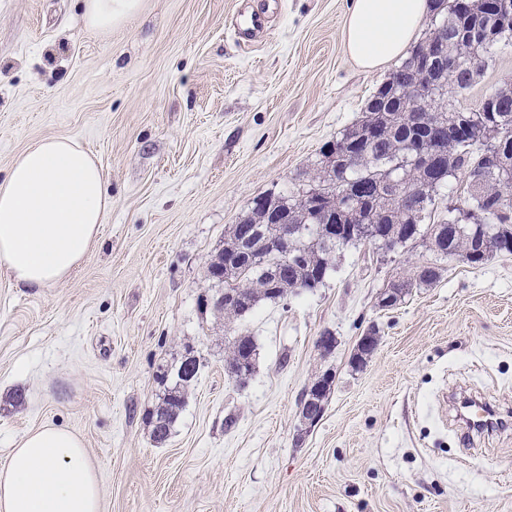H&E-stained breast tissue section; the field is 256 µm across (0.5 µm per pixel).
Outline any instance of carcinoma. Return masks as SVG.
<instances>
[{"label":"carcinoma","instance_id":"1","mask_svg":"<svg viewBox=\"0 0 512 512\" xmlns=\"http://www.w3.org/2000/svg\"><path fill=\"white\" fill-rule=\"evenodd\" d=\"M436 8L429 20V31L425 37L442 32L448 41V54L457 55L459 50H469V46L458 48L452 41L453 33H466L483 23L485 16L483 0H434ZM496 43L488 44L477 51L473 62L450 74V81L468 90L474 86L485 70V62ZM420 45L416 44L410 56L391 73L382 89L375 96L382 99L376 108L364 106V116L359 124L345 130L340 139H356L366 130L375 134L368 140L360 141L359 151L363 157L347 173L354 181L362 196L370 199L371 209L376 213L373 222L375 235L398 237L402 247L422 242L429 250L441 257L448 251L460 255H476L471 264H482L490 254L501 252L512 246V209L501 210L500 198L512 187L504 184L498 173L490 171L487 152L495 145H512V89L493 92L498 99L497 112L493 117L483 116L482 105L470 110L475 117L483 119L491 127L487 141L475 145H459L448 140L447 158L444 168L415 167L410 162L411 147L422 138L419 130L409 125L406 109L410 104L401 99L390 100L391 87L406 88L414 85L419 70L415 67V57ZM428 111L432 122L440 127L456 123V106L447 103L448 111L438 112L434 97L428 95L419 101ZM329 146H324L320 167L307 179L306 187L298 193L280 195L281 212L285 220L295 226L292 239L293 252L302 256L303 270L298 272L291 265L276 261L269 253L264 239L273 234L274 227L267 223L265 212L254 205L245 214V223L259 224L264 235L254 237L239 244L236 228H231L227 240L236 243V248L244 249L240 261L230 274H224V253H219L211 261L215 281L231 289L236 302L224 309L227 318H238L247 314L245 307H255L263 300H283L290 294L300 293V287L309 277V272L326 263L334 269L336 254L349 243L332 244L329 233L321 225L313 223L311 206L313 196L327 197L331 208L344 215L345 200L340 197L334 175L336 172L325 160ZM463 179V190L456 196V207L439 208L436 204L438 190L448 187L451 181ZM278 266L280 288L278 297L269 295L265 267ZM439 272L431 265L418 268L416 275L390 287L399 289V297H404L416 285H431L437 281ZM257 355L256 343L251 336H239L232 340L224 358L225 368L237 367L241 362L254 366ZM199 369L197 358L184 360L176 370L175 379H169L168 372L160 374L165 385L159 404L150 413L153 436L156 441L166 440L171 427L186 404V388L196 377Z\"/></svg>","mask_w":512,"mask_h":512}]
</instances>
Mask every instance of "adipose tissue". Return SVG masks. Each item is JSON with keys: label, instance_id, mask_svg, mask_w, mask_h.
I'll return each mask as SVG.
<instances>
[{"label": "adipose tissue", "instance_id": "obj_1", "mask_svg": "<svg viewBox=\"0 0 512 512\" xmlns=\"http://www.w3.org/2000/svg\"><path fill=\"white\" fill-rule=\"evenodd\" d=\"M138 0H85L90 28L111 30ZM430 0H351L344 47L369 71L402 58ZM110 200L102 167L69 139L30 146L0 180V265L11 280L42 288L64 280L98 241ZM0 512H101L100 485L82 439L44 424L0 466Z\"/></svg>", "mask_w": 512, "mask_h": 512}]
</instances>
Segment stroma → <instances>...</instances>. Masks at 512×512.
Returning a JSON list of instances; mask_svg holds the SVG:
<instances>
[{
    "label": "stroma",
    "instance_id": "35a3bbf8",
    "mask_svg": "<svg viewBox=\"0 0 512 512\" xmlns=\"http://www.w3.org/2000/svg\"><path fill=\"white\" fill-rule=\"evenodd\" d=\"M349 5L139 0L96 34L83 0H0V179L35 142L69 138L97 158L110 198L66 279L22 288L0 272V466L51 422L82 438L102 512H512V426L461 441L448 402L512 409V254L471 266L365 244L287 304L228 324L205 303L231 225L257 196L296 191L390 75L345 52ZM246 9L273 17L244 47L229 23ZM510 82L501 45L457 105ZM430 263L434 285L380 306L390 281ZM370 328L379 344L353 369ZM241 332L258 345L243 389L224 372ZM189 351L200 370L160 444L158 375ZM325 371L324 415L297 439L299 398Z\"/></svg>",
    "mask_w": 512,
    "mask_h": 512
}]
</instances>
